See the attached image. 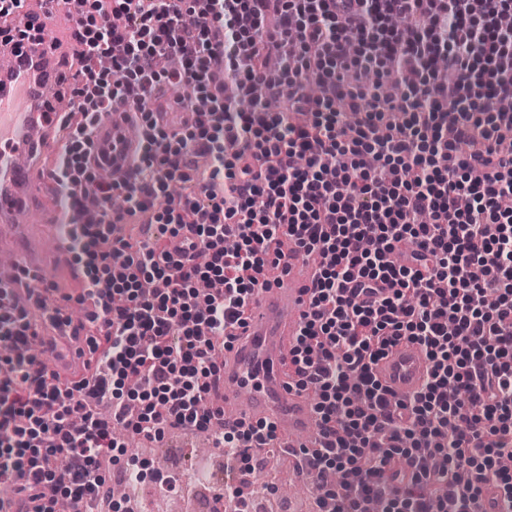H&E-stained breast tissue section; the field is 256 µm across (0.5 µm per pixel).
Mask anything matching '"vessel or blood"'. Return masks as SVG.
Returning <instances> with one entry per match:
<instances>
[{
	"mask_svg": "<svg viewBox=\"0 0 512 512\" xmlns=\"http://www.w3.org/2000/svg\"><path fill=\"white\" fill-rule=\"evenodd\" d=\"M43 29L58 25L57 14L46 0H25L23 9ZM57 60L36 44L15 51L13 44L0 40V223H24L19 209L23 201L39 197L45 174L33 158L41 153L58 158L64 143L59 112H38L36 98L52 97L56 89ZM94 162L112 176L128 173L135 143L127 125L116 117L99 122L93 131ZM41 251L35 239L16 245L10 264L0 266L9 276L33 264ZM317 268L315 257L304 254L290 258L286 272L276 273L267 288L257 292L248 308L241 339L224 355V396L219 405L224 421L267 420L274 423V447L297 455L299 449L317 446L319 420L304 394L292 389L283 364L288 358L301 318L308 307L310 287ZM53 349L52 374L62 381L81 377L85 369L69 336L44 339ZM430 367L413 344L391 347L375 365L380 384L398 398L417 393L427 380Z\"/></svg>",
	"mask_w": 512,
	"mask_h": 512,
	"instance_id": "vessel-or-blood-1",
	"label": "vessel or blood"
}]
</instances>
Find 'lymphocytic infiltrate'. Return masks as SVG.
<instances>
[{"label":"lymphocytic infiltrate","instance_id":"f902f5d3","mask_svg":"<svg viewBox=\"0 0 512 512\" xmlns=\"http://www.w3.org/2000/svg\"><path fill=\"white\" fill-rule=\"evenodd\" d=\"M408 19L394 28L390 17ZM512 0H82L73 21L88 75L83 122L54 172L65 244L88 290L103 292L92 377L46 386L33 357L0 378V512H56L55 488L93 503L105 461L125 455L116 423L162 438L211 431L200 402L224 365L282 242L320 258L288 363L315 396L321 512H479L485 486L512 512ZM317 97L303 92L306 82ZM182 88L175 101L167 87ZM262 90L275 110L240 111ZM130 112L139 130L131 175L103 181L88 163L92 129ZM184 192L157 201L170 182ZM125 197L116 210L112 199ZM139 214L161 225L142 244L112 235ZM178 260H170V249ZM214 280L220 289L202 293ZM66 321L39 296L0 312V349L40 321ZM407 340L431 365L399 401L373 369ZM466 396L448 397L449 384ZM108 397L104 418L92 403ZM269 422L224 430L227 457L251 471ZM412 491L393 493L397 483Z\"/></svg>","mask_w":512,"mask_h":512}]
</instances>
